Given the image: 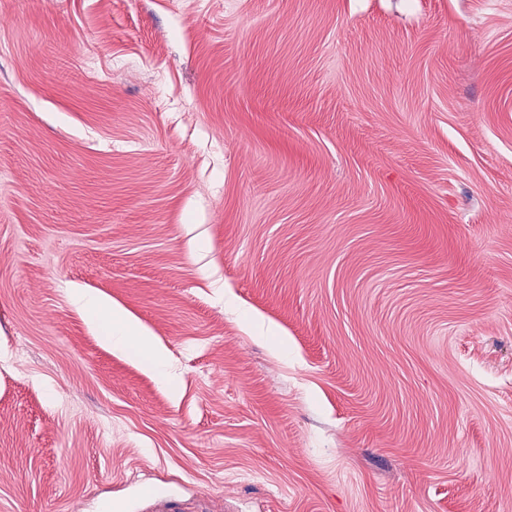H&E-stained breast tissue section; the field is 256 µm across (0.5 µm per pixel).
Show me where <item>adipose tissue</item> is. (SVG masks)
I'll return each instance as SVG.
<instances>
[{
    "label": "adipose tissue",
    "mask_w": 512,
    "mask_h": 512,
    "mask_svg": "<svg viewBox=\"0 0 512 512\" xmlns=\"http://www.w3.org/2000/svg\"><path fill=\"white\" fill-rule=\"evenodd\" d=\"M79 302L100 329L113 350L136 357L166 382H173L160 347L135 319L122 309L108 305L96 296L79 295Z\"/></svg>",
    "instance_id": "adipose-tissue-1"
}]
</instances>
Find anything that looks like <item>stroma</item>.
<instances>
[{"label":"stroma","mask_w":512,"mask_h":512,"mask_svg":"<svg viewBox=\"0 0 512 512\" xmlns=\"http://www.w3.org/2000/svg\"><path fill=\"white\" fill-rule=\"evenodd\" d=\"M0 512H512V0H0ZM78 301L89 311V316L100 329L112 349L136 357L164 381L174 380L165 363L160 347L135 319L119 307L109 306L97 296L78 295Z\"/></svg>","instance_id":"obj_1"}]
</instances>
